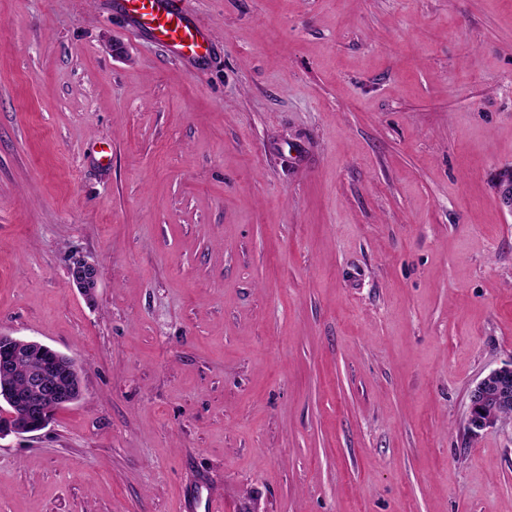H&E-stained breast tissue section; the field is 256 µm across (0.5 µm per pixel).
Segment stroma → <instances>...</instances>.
Returning <instances> with one entry per match:
<instances>
[{"mask_svg": "<svg viewBox=\"0 0 512 512\" xmlns=\"http://www.w3.org/2000/svg\"><path fill=\"white\" fill-rule=\"evenodd\" d=\"M111 3L0 0V334L82 374L0 512H512V0ZM114 10L125 16L139 36L159 45L176 59L206 65L214 45L208 29L188 12L182 0H114ZM175 24V27H172ZM72 283L85 295L94 292L98 282V268L84 257H75L70 265ZM512 408V364L491 371L470 393L467 429L472 437L493 428L502 417L503 408ZM501 410L508 414L512 409Z\"/></svg>", "mask_w": 512, "mask_h": 512, "instance_id": "1", "label": "stroma"}]
</instances>
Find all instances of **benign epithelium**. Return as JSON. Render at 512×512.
Returning <instances> with one entry per match:
<instances>
[{"label": "benign epithelium", "instance_id": "obj_1", "mask_svg": "<svg viewBox=\"0 0 512 512\" xmlns=\"http://www.w3.org/2000/svg\"><path fill=\"white\" fill-rule=\"evenodd\" d=\"M496 189L500 204L512 212V170L499 174ZM70 277L88 296L97 287L98 268L78 256L70 265ZM47 352L54 359L46 364L43 356ZM21 364L27 373L25 389L8 385L0 395V439L41 431L59 409L73 403V383L78 374L72 358L40 342L1 334L0 376L15 377ZM509 406L512 407V364L491 371L471 391L467 412L470 435L478 437L493 428L501 418L500 410Z\"/></svg>", "mask_w": 512, "mask_h": 512}]
</instances>
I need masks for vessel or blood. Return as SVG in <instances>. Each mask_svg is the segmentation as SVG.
I'll return each mask as SVG.
<instances>
[{
	"label": "vessel or blood",
	"instance_id": "obj_1",
	"mask_svg": "<svg viewBox=\"0 0 512 512\" xmlns=\"http://www.w3.org/2000/svg\"><path fill=\"white\" fill-rule=\"evenodd\" d=\"M114 9L143 40L165 48L170 56L202 65L211 60L212 36L182 0H115Z\"/></svg>",
	"mask_w": 512,
	"mask_h": 512
}]
</instances>
